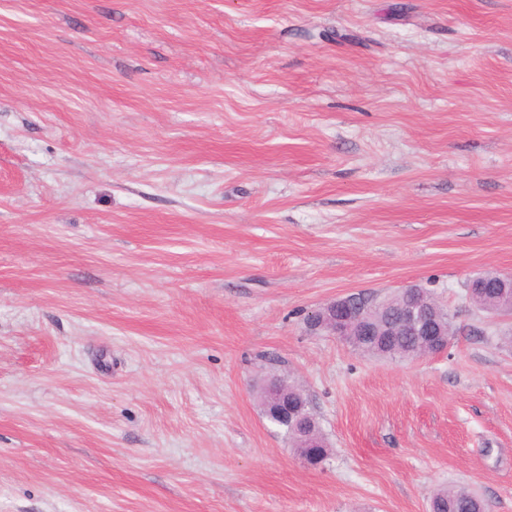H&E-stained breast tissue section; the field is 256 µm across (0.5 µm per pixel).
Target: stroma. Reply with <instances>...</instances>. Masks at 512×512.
Instances as JSON below:
<instances>
[{"label":"stroma","mask_w":512,"mask_h":512,"mask_svg":"<svg viewBox=\"0 0 512 512\" xmlns=\"http://www.w3.org/2000/svg\"><path fill=\"white\" fill-rule=\"evenodd\" d=\"M480 271L512 273V0H0V512H512ZM411 285L445 353L306 326ZM280 379L282 382L286 383L288 395L283 394L279 388L272 389L274 405L278 416L283 419H288L289 422L292 421L296 411L293 409V405L289 402L288 397L302 405L305 413L311 414L309 411V401L301 387L294 381L290 380L286 375H284V377H280ZM264 415H265V417L271 423H273L274 425L280 427L284 431V434L288 438V440L291 443L292 447L295 448L299 454L302 455L303 453H305L306 455H308L309 453H315L316 454V456H315L316 461H320L321 462L322 460L325 459V457L328 454L329 448H327V445L325 443V439H324L322 434H321V443H322V447L323 448H301V443L292 436V434L290 433V431L288 429V424L287 423L282 422L281 420H279L278 418H276L275 416H273L271 414L264 413ZM430 512H484V504L472 489L459 486L453 489H438L432 496Z\"/></svg>","instance_id":"1"}]
</instances>
